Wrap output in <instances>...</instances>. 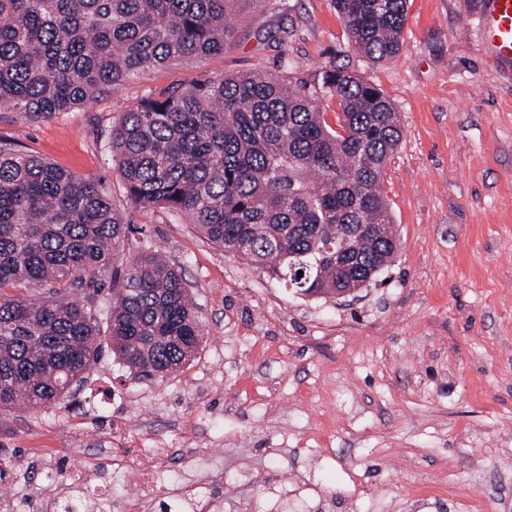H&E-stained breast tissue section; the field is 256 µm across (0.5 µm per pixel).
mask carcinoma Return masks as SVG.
Here are the masks:
<instances>
[{
    "label": "carcinoma",
    "instance_id": "cac0c4a2",
    "mask_svg": "<svg viewBox=\"0 0 512 512\" xmlns=\"http://www.w3.org/2000/svg\"><path fill=\"white\" fill-rule=\"evenodd\" d=\"M233 0H0V105L46 120L139 71L224 53ZM373 63L397 57L408 0H335ZM341 120L324 118L319 95ZM403 130L390 99L346 65L322 86L248 71L163 90L125 112L109 148L128 200L160 207L296 293L327 297L352 273L394 261L383 183ZM355 224L347 267L323 256ZM110 195L40 156L0 143V410L62 401L104 347L135 377L181 371L204 336L182 272L148 243L129 251ZM303 275H298V272ZM28 283L41 299L7 293ZM110 290V302L95 295ZM90 292L87 302L70 298Z\"/></svg>",
    "mask_w": 512,
    "mask_h": 512
}]
</instances>
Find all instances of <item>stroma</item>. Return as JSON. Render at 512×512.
<instances>
[{"mask_svg":"<svg viewBox=\"0 0 512 512\" xmlns=\"http://www.w3.org/2000/svg\"><path fill=\"white\" fill-rule=\"evenodd\" d=\"M481 0H408L398 58L358 55L333 0H234L230 46L118 82L39 122L0 107V139L98 179L129 245L178 267L206 335L177 376L137 380L104 352L65 404L0 414L5 491L36 508L54 459L113 486L128 449H165L179 482L212 452L222 512H512V68L488 61ZM351 63L403 138L384 189L399 250L368 288L296 294L165 210L126 198L110 130L142 98L287 68L315 89Z\"/></svg>","mask_w":512,"mask_h":512,"instance_id":"35a3bbf8","label":"stroma"}]
</instances>
